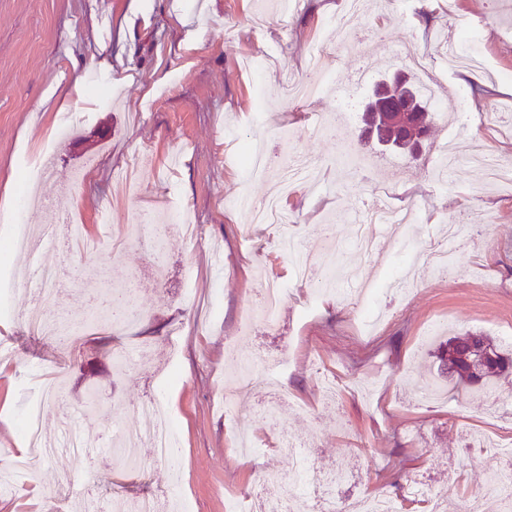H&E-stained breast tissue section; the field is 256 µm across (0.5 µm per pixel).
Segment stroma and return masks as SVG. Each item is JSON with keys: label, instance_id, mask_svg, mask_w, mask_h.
<instances>
[{"label": "stroma", "instance_id": "35a3bbf8", "mask_svg": "<svg viewBox=\"0 0 512 512\" xmlns=\"http://www.w3.org/2000/svg\"><path fill=\"white\" fill-rule=\"evenodd\" d=\"M345 3L301 0L283 16L271 0H0V268L23 261L12 225L39 229L62 212L88 228L87 245L62 236L37 252L63 282L43 310L77 330L78 345L27 334L33 294L25 289H12L0 315L12 352L0 360V459L24 447L17 421L38 397L35 373L55 376L61 388L41 423L52 450L34 460L33 486L0 491V512H112L116 499L137 512L145 496L158 512H225L230 495L252 491L259 469L290 472L276 449L284 432L311 449L316 469L346 472L330 489L336 497L389 492L413 512L409 487L422 479L452 484V507L462 512L484 491L500 458L471 441L512 437V383H500L501 402L484 399L452 379L436 353L454 335L512 336V185L489 183L473 165L436 182L427 156L451 136L459 153L479 147L512 157V0H370L358 20L373 37L363 54L323 38ZM465 27L485 66L446 70L441 44L458 41ZM319 46L321 68L340 85L361 68L374 83L398 72L434 80L446 114L435 117L418 157L355 131L350 139L371 163L362 174L337 164L335 137L308 135L332 112L333 97L296 102L288 85L306 77ZM254 60L263 63L255 77L247 69ZM260 97L269 107L262 126L253 120ZM254 138L271 155L321 163L324 194L297 186L288 219L314 265L341 264L346 278L308 310L286 297L274 329L256 322L245 331L263 283L293 281L288 255L233 205L242 144ZM381 188L398 204L416 200V222L377 228L371 254L337 253L334 239L355 238L354 216ZM179 209L197 236L174 230L162 260H148L132 238L138 218ZM457 223L473 232L457 246L453 275L420 269L415 287L387 298L388 316L362 327L342 294L381 267L405 273L413 249L440 242L442 225ZM117 283L139 314L129 325L103 316ZM257 347L288 357L276 389L293 406L269 426L255 417L264 386L237 393L233 417L224 414L235 369ZM128 351L136 366L117 368ZM324 374L339 386L335 401L321 393ZM423 389L443 396L416 403ZM158 394L176 423L177 465L147 454L130 470L118 435L136 428L138 407ZM244 433L255 456L237 452Z\"/></svg>", "mask_w": 512, "mask_h": 512}]
</instances>
